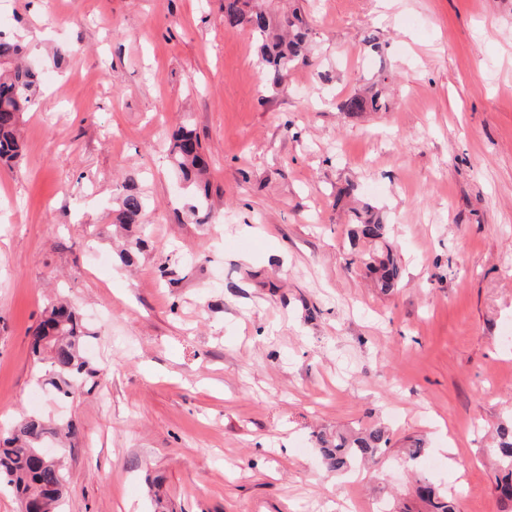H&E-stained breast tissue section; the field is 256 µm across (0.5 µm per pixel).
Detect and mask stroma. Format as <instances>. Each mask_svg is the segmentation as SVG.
I'll return each instance as SVG.
<instances>
[{"label":"stroma","instance_id":"stroma-1","mask_svg":"<svg viewBox=\"0 0 512 512\" xmlns=\"http://www.w3.org/2000/svg\"><path fill=\"white\" fill-rule=\"evenodd\" d=\"M265 7L310 29L278 86L223 0H0L39 74L0 167V428L73 422L64 512H432L421 477L454 512H508L486 450L512 416V0ZM371 88L386 111H343ZM183 124L208 224L168 162ZM366 203L403 270L387 295L350 262ZM58 297L101 371L63 402L30 351ZM379 424V462L325 473L317 434ZM147 208V199L141 193L130 190L122 200L116 217L118 224L126 228H136L142 232L144 224L143 215Z\"/></svg>","mask_w":512,"mask_h":512}]
</instances>
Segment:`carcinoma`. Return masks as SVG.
Listing matches in <instances>:
<instances>
[{
	"mask_svg": "<svg viewBox=\"0 0 512 512\" xmlns=\"http://www.w3.org/2000/svg\"><path fill=\"white\" fill-rule=\"evenodd\" d=\"M224 27H247L261 37L257 64L275 86L296 61L306 57L308 29L295 10L271 16L257 0H224ZM23 55V47L0 32L1 163H9L21 155L20 118L35 103L37 73L21 61ZM344 107L353 113L379 112L387 108V103L375 91L348 98ZM169 154L178 179L193 190L189 210L194 214L210 213L209 183L205 179L208 164L198 137L187 127H178L172 133ZM146 208L145 196L131 190L121 200L116 221L141 231ZM352 214L353 238L372 245V249L357 256V261L372 275L380 293L394 292L402 271L393 248L386 242L388 225L368 205L353 209ZM31 352L36 361L49 364L48 378L43 383L66 399L79 396L88 380L98 375L84 354L80 314L71 305L58 302L44 309L33 332ZM74 433L70 422L53 427L33 415L21 417L7 431L0 432V487L17 495L21 512H60L65 489L63 467L59 459L43 461L39 454L48 437L67 438ZM496 435L497 446L490 449L498 471L495 491L504 506L512 507V417L497 427ZM389 442L387 431L378 426L355 434L338 432L316 437L326 470L336 474L350 470L360 460L383 454ZM417 494L436 512H454L450 502L426 482H419Z\"/></svg>",
	"mask_w": 512,
	"mask_h": 512,
	"instance_id": "carcinoma-1",
	"label": "carcinoma"
}]
</instances>
